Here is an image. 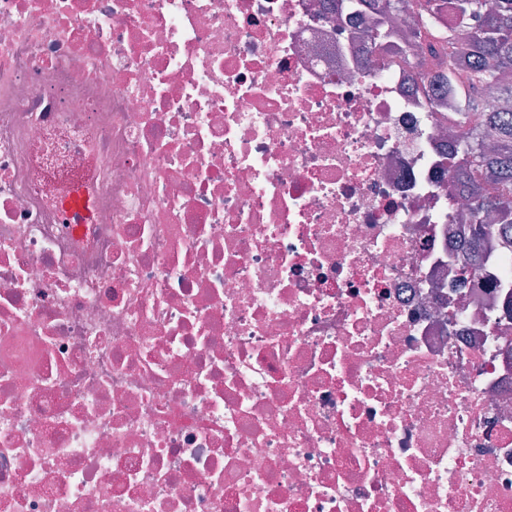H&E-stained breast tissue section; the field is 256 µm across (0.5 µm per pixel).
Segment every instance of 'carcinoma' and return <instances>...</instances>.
<instances>
[{
    "label": "carcinoma",
    "instance_id": "carcinoma-1",
    "mask_svg": "<svg viewBox=\"0 0 512 512\" xmlns=\"http://www.w3.org/2000/svg\"><path fill=\"white\" fill-rule=\"evenodd\" d=\"M454 23L440 20L448 0H412L413 25L406 42L426 48L433 64L412 61L422 91L432 80L446 88L457 109L448 125L460 130L451 167L476 191L474 222L484 227L485 212L512 225V124H500L495 112L483 111L484 91L496 89L500 110L512 108V0H454Z\"/></svg>",
    "mask_w": 512,
    "mask_h": 512
}]
</instances>
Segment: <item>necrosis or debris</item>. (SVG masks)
<instances>
[{
	"instance_id": "4bbe7bcc",
	"label": "necrosis or debris",
	"mask_w": 512,
	"mask_h": 512,
	"mask_svg": "<svg viewBox=\"0 0 512 512\" xmlns=\"http://www.w3.org/2000/svg\"><path fill=\"white\" fill-rule=\"evenodd\" d=\"M404 16L0 0V512H512V227ZM91 201L85 191L78 187L67 198L63 211L69 224H86L89 220Z\"/></svg>"
}]
</instances>
